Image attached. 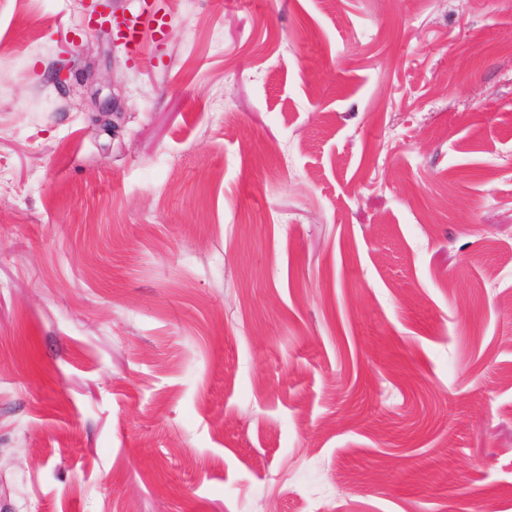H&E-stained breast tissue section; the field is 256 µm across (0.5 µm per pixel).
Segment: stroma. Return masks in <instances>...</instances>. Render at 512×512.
Instances as JSON below:
<instances>
[{"label":"stroma","mask_w":512,"mask_h":512,"mask_svg":"<svg viewBox=\"0 0 512 512\" xmlns=\"http://www.w3.org/2000/svg\"><path fill=\"white\" fill-rule=\"evenodd\" d=\"M160 5L0 0V512H512V0ZM134 13L112 14L98 20V24L112 28L113 34L122 41L128 54L136 57L142 49V34L145 26L155 27L158 37L166 30V16L155 8L154 0H137Z\"/></svg>","instance_id":"stroma-1"}]
</instances>
